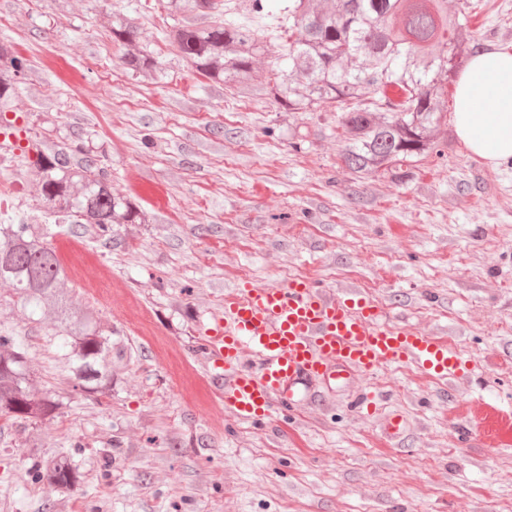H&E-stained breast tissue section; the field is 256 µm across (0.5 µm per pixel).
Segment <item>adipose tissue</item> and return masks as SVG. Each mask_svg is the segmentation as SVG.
Masks as SVG:
<instances>
[{
	"label": "adipose tissue",
	"instance_id": "1",
	"mask_svg": "<svg viewBox=\"0 0 512 512\" xmlns=\"http://www.w3.org/2000/svg\"><path fill=\"white\" fill-rule=\"evenodd\" d=\"M454 132L486 165L512 163V52L479 51L457 82Z\"/></svg>",
	"mask_w": 512,
	"mask_h": 512
}]
</instances>
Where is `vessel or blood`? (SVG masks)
I'll list each match as a JSON object with an SVG mask.
<instances>
[{"label":"vessel or blood","instance_id":"vessel-or-blood-1","mask_svg":"<svg viewBox=\"0 0 512 512\" xmlns=\"http://www.w3.org/2000/svg\"><path fill=\"white\" fill-rule=\"evenodd\" d=\"M28 118L0 114V151L27 150ZM226 414L240 420L292 410L313 386H350L378 370L408 365L431 382L477 376L476 364L442 336L391 324L367 290L328 288L310 278L260 286L245 280L225 290L199 338ZM476 431H512V418L478 408Z\"/></svg>","mask_w":512,"mask_h":512}]
</instances>
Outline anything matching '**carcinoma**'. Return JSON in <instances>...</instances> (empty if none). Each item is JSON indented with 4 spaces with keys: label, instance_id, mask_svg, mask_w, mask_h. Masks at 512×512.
<instances>
[{
    "label": "carcinoma",
    "instance_id": "1",
    "mask_svg": "<svg viewBox=\"0 0 512 512\" xmlns=\"http://www.w3.org/2000/svg\"><path fill=\"white\" fill-rule=\"evenodd\" d=\"M444 0H250L251 11L281 14L288 20L280 61L264 69L259 60L266 42L253 30L224 19V0H166V9L183 22L165 39L190 70L222 83L248 100H269L285 112H338L344 148L342 164L355 179L386 173L407 178L417 163L443 156L438 133L448 125L441 104L448 95L445 77L462 66L467 41L482 33L465 32L472 0H461L458 15L448 16ZM189 15L210 19L204 26ZM101 24L120 48L136 44V18L106 12ZM133 73L157 70L146 50L123 54ZM30 60L13 42L0 41V112L9 110ZM41 173L36 211L70 225L78 235L91 228L100 239L112 237L114 224H147V212L129 198L112 195V170L100 153L73 140L49 145L31 139ZM50 228L34 219L0 224V283L12 288L28 318L50 308L58 331L54 340L64 366L85 393L112 383V333L101 329L97 311L76 308L61 288L64 266L52 246ZM51 392L34 393L26 352L0 331V414L31 421L53 412ZM59 485L74 480L71 459L62 455L48 469Z\"/></svg>",
    "mask_w": 512,
    "mask_h": 512
}]
</instances>
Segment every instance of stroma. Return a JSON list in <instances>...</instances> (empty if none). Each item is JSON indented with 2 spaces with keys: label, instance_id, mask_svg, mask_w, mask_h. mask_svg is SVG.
<instances>
[{
  "label": "stroma",
  "instance_id": "1",
  "mask_svg": "<svg viewBox=\"0 0 512 512\" xmlns=\"http://www.w3.org/2000/svg\"><path fill=\"white\" fill-rule=\"evenodd\" d=\"M225 2L231 22L269 36L260 64L273 65L276 18ZM138 3L0 0V40L31 61L12 111L48 141L102 152L113 195L150 217L113 225L106 244L63 226L52 239L71 303L97 309L122 350L98 393L73 390L51 314L24 317L0 286V330L58 403L24 424L0 415V512H512V437L460 440L473 401L512 415V165L486 166L452 135L408 180L354 181L334 111L234 97L166 41L163 0ZM106 11L135 15L155 72L124 68L98 24ZM468 26L481 47L512 48V0H482ZM39 181L26 155L0 156V220L30 214ZM244 275L365 288L392 319L450 336L483 365L481 382L434 388L387 368L352 384L376 393L369 414L338 391L297 406L291 439L228 423L196 340ZM392 408L412 429L386 449ZM62 454L73 484L33 479L32 465Z\"/></svg>",
  "mask_w": 512,
  "mask_h": 512
}]
</instances>
